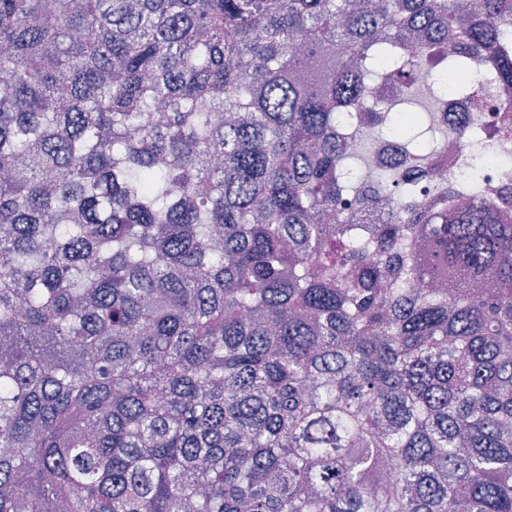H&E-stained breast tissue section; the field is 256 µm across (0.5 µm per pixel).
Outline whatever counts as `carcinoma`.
<instances>
[{
	"instance_id": "cac0c4a2",
	"label": "carcinoma",
	"mask_w": 512,
	"mask_h": 512,
	"mask_svg": "<svg viewBox=\"0 0 512 512\" xmlns=\"http://www.w3.org/2000/svg\"><path fill=\"white\" fill-rule=\"evenodd\" d=\"M491 16L0 0V512H512V223L371 163ZM355 113L341 112L337 116V124L343 131H347L349 150L357 153L364 149L363 138L356 133L358 128V119Z\"/></svg>"
}]
</instances>
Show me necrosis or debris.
I'll list each match as a JSON object with an SVG mask.
<instances>
[{
	"mask_svg": "<svg viewBox=\"0 0 512 512\" xmlns=\"http://www.w3.org/2000/svg\"><path fill=\"white\" fill-rule=\"evenodd\" d=\"M459 79L477 85L482 102L477 105L457 94L444 95L435 120L439 126L451 129L452 134L436 156L435 170L410 167L397 139L381 145L378 161L383 166L407 171L409 177L418 182L420 192L415 201L420 205L434 199L438 185L456 188L468 177L471 161H478L484 201L493 205L506 221L512 222V137L504 138L498 133L502 122L512 123V85L493 83L470 71L461 72ZM474 124L484 127L485 145L469 144L455 137V129Z\"/></svg>",
	"mask_w": 512,
	"mask_h": 512,
	"instance_id": "obj_1",
	"label": "necrosis or debris"
}]
</instances>
